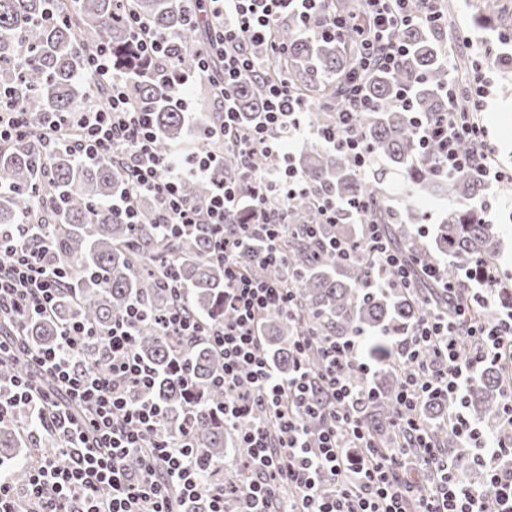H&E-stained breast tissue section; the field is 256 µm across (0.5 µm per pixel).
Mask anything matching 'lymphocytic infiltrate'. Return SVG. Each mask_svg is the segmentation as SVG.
Returning a JSON list of instances; mask_svg holds the SVG:
<instances>
[{"label":"lymphocytic infiltrate","mask_w":512,"mask_h":512,"mask_svg":"<svg viewBox=\"0 0 512 512\" xmlns=\"http://www.w3.org/2000/svg\"><path fill=\"white\" fill-rule=\"evenodd\" d=\"M362 2L373 27L361 36L359 63L347 82V104L334 127L321 129L306 122L308 102L282 78L267 86L263 121L241 128L231 92L263 68L251 55L250 44H266L272 57L287 54V46L273 42L271 35L283 14L291 11L299 18L301 40L345 36L350 18L331 9L327 0H210L215 19L210 46L223 57L226 96L219 127L205 128L204 135L222 137V153L158 152L150 113L132 108L124 77L113 71L103 50L89 76L110 84L107 106L48 113L42 121L44 138L85 162L126 163L127 178L111 205L126 223H137V202L148 197L169 235H180L199 222L210 226L213 255L224 263V305L233 310V318L206 326L176 306L158 321L177 342L204 336L224 356V371L217 379L224 390V424L232 428L237 447L249 453L248 479L237 489L240 512H276L284 485L294 491L287 512H512V443L482 429L465 412L484 366L498 365L504 382L500 425L512 431V293L495 266L466 258L459 263L458 280H442L448 294L467 291L481 309L492 312V320L425 319L391 347L390 362L406 369L395 396V425L406 435L403 445L378 447L363 425L361 412L371 393L345 374L347 364L363 354L359 337L339 341L300 334L295 347L302 358L285 378L274 373L259 351L263 317L292 314L295 293L284 283L244 273L239 255L245 240L265 232L263 261L280 260L279 229L289 200L298 196L311 197L329 224L337 223L345 211L360 220L369 211L368 200L340 202L316 190L294 166L289 140L315 137L324 147L345 150L360 170H367L371 149L358 126L359 114L370 107L362 73L375 64L390 69L401 62L406 49L392 40L393 30L413 24L435 27L441 19L437 0ZM131 25L139 49L155 61L170 86L211 81L209 53H200L196 70L182 72L174 64V37L152 33L139 19ZM459 91L457 82L448 84L447 111L414 114L418 145H437L434 175L504 181L485 127L472 118L485 109L486 88L475 83L466 112L458 109ZM258 153L272 158L268 169L252 167ZM228 164L238 169L240 179H218ZM187 177L217 180L205 215H198L180 193ZM273 198L278 208H268ZM240 211L246 214L245 223H227L228 215ZM24 233L21 241L0 238V323L17 325L50 315L65 286L63 271L50 267L40 250L26 242L36 236V225H25ZM332 248L339 260L365 255L373 266L394 270L401 283L410 279L408 265L388 247L378 225L366 223L361 240L339 238ZM144 316L135 303L113 321L106 338L112 362L103 372L84 354L95 333L81 321L66 325L57 343L46 347L20 344L14 333L0 336V365H23L0 392V422L15 404H28L36 435L53 444L31 467L24 488H16L0 471V512H177L176 501L204 496L208 512H224V492L212 480V464L195 453L192 432H170L159 405L132 397L133 390L151 380L134 351L135 329ZM464 338L469 341L465 349L460 346ZM312 350L320 356V367L303 358ZM438 398L448 404V425L461 447L451 460L427 438L417 418L422 405ZM260 408L273 416L275 429L262 422L242 426V419ZM414 448L433 473L422 492L404 474ZM464 468L483 472V485L464 486L458 479ZM104 487L110 491L105 501L99 497Z\"/></svg>","instance_id":"obj_1"}]
</instances>
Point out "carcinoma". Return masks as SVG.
<instances>
[{
  "mask_svg": "<svg viewBox=\"0 0 512 512\" xmlns=\"http://www.w3.org/2000/svg\"><path fill=\"white\" fill-rule=\"evenodd\" d=\"M146 21L158 33L178 35L175 63L195 69L198 37L211 38L205 21H189L186 0H0V102H18L33 117L44 112H71L90 101L105 102V85L86 79L89 60L99 45L111 50L112 66L127 76L130 102L152 113L157 148L165 152L180 141L186 129L178 90L164 84L161 76L135 53L130 16ZM300 20L293 13L279 18L274 39L288 45V59L242 82L234 92L241 120L249 124L264 111L265 85L286 70L297 95L307 99L320 86L324 97L311 112L313 123L331 127L345 99L346 77L357 55L347 39L300 41ZM395 37L407 47V56L392 71H369L367 90L372 109L360 115L361 130L370 144L377 169L368 180L342 151L326 150L313 141L303 145L298 167L310 183L340 201L377 199L370 218L382 225L386 240L405 258L419 264L438 262L437 254L461 259L487 258L496 253L493 226L475 214L453 210L435 229L432 241L411 232L397 221L385 199L396 195L411 206L420 195L464 201L483 195L484 183L474 177H437L432 168L438 148L418 146L413 113L445 112L448 104V65L442 36L419 25L399 30ZM411 88L413 111L400 102L401 91ZM124 179V167L116 161L80 162L65 150L51 151L41 144L38 130L9 146H0V230L19 235V224L43 225L50 264L62 268L70 283L45 318L21 325L27 344H52L64 325L81 320L99 337L87 346L88 357L100 368L111 363L112 351L102 338L112 320L128 306L140 303L148 319L137 328L135 345L144 363L155 371L154 385L136 390L133 397L147 398L165 410V424L172 432L193 431L197 451L214 464L224 462L228 441L221 408L224 390L213 380L223 361L206 340L176 347L156 316L169 304L163 286L170 266L178 271L184 302L203 322H222L233 316L224 308V264L212 257L213 242L204 224L179 237L159 230L154 202L142 198L138 205L142 223L126 224L108 209ZM212 184L187 178L181 192L198 211L208 207ZM354 223L349 216L338 224L321 223L320 215L304 198L288 202V224L279 246L288 266L260 260L265 241L252 239L241 254V264L253 276L283 281L295 289L297 317L271 312L263 319L262 348L280 377L288 376L294 352L291 340L304 331L342 340L356 332L370 339L371 356L382 360L386 349L417 321L433 314L453 312V304L437 283L415 271L409 288H367L371 265L366 260L339 262L329 249L330 240L342 236L356 240L342 228ZM381 376H365L351 369L355 385L372 390L362 420L377 443L391 447L402 441L392 426L397 416L394 395L400 371L386 364ZM501 373L494 367L484 372L467 400L477 420L496 422L501 414L498 387ZM448 408L435 401L419 410V418L431 440L456 451L454 434L436 422L437 412ZM15 421L0 425V457L12 459L15 484L27 480L40 450L18 452L24 439L18 423L29 419V406L14 407Z\"/></svg>",
  "mask_w": 512,
  "mask_h": 512,
  "instance_id": "1",
  "label": "carcinoma"
}]
</instances>
